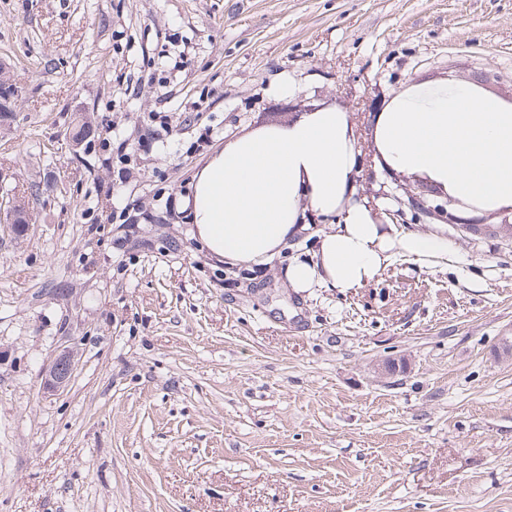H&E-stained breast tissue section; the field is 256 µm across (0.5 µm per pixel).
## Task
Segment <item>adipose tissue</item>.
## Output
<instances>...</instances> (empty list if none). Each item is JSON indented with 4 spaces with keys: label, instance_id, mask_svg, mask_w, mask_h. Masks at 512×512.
<instances>
[{
    "label": "adipose tissue",
    "instance_id": "obj_1",
    "mask_svg": "<svg viewBox=\"0 0 512 512\" xmlns=\"http://www.w3.org/2000/svg\"><path fill=\"white\" fill-rule=\"evenodd\" d=\"M355 139L350 115L307 113L294 124L235 138L199 172L189 200L205 246L232 265H264L292 235L305 211L338 222L319 236L315 263L288 264L289 288L349 291L374 280L392 255L428 260L447 241L378 223L354 201Z\"/></svg>",
    "mask_w": 512,
    "mask_h": 512
}]
</instances>
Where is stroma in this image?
Masks as SVG:
<instances>
[{"label":"stroma","mask_w":512,"mask_h":512,"mask_svg":"<svg viewBox=\"0 0 512 512\" xmlns=\"http://www.w3.org/2000/svg\"><path fill=\"white\" fill-rule=\"evenodd\" d=\"M0 59V203L33 217L0 223V512H512V214L408 221L447 254L297 293L329 222L230 266L182 206L309 109L484 72L511 99L512 0H0ZM73 368V359L69 355H61L49 370L45 379L47 386L59 389L69 380Z\"/></svg>","instance_id":"obj_1"}]
</instances>
